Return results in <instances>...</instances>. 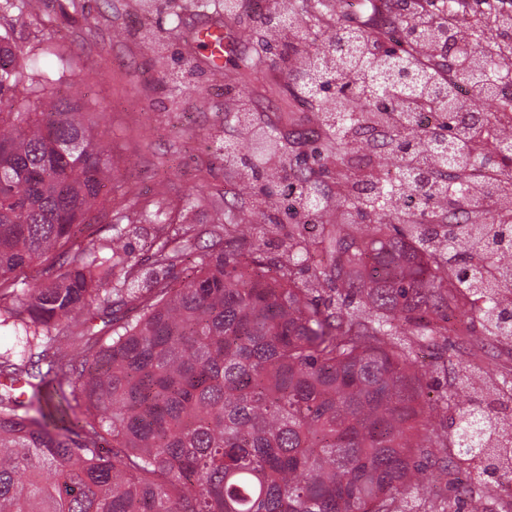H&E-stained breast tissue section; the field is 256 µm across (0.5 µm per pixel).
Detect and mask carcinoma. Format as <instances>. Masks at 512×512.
<instances>
[{
    "instance_id": "1",
    "label": "carcinoma",
    "mask_w": 512,
    "mask_h": 512,
    "mask_svg": "<svg viewBox=\"0 0 512 512\" xmlns=\"http://www.w3.org/2000/svg\"><path fill=\"white\" fill-rule=\"evenodd\" d=\"M259 2L253 18L285 35L335 21L336 0ZM412 2L397 0L391 29L344 27L340 52L299 64L304 97L336 84L316 115L318 155L343 159L353 126L369 124L399 164L367 190L337 186L336 224L312 168H298L283 197L319 227L315 249L297 227L274 262L247 224L212 225L204 246L178 227L148 271L115 224L111 241L76 246L112 218L110 151L0 34V327L17 336L0 353V512H411L422 457L448 446L479 462L477 481L512 479V430L493 402L464 410L451 435L425 428L417 364L448 340L451 313L512 339V224L464 220L475 171L511 165L512 141L486 139L487 113L451 87L512 105L494 80L512 25L450 29ZM464 30L471 62L446 84ZM422 107L440 109L434 126L419 124ZM235 119L251 146L238 176H274L267 161L285 145L250 113ZM366 210L377 223L351 221ZM164 216L133 203L120 219ZM49 256L44 278L10 280ZM135 301L128 321L121 306ZM457 366L459 390H476L480 370Z\"/></svg>"
}]
</instances>
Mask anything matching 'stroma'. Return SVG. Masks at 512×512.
<instances>
[{
  "label": "stroma",
  "mask_w": 512,
  "mask_h": 512,
  "mask_svg": "<svg viewBox=\"0 0 512 512\" xmlns=\"http://www.w3.org/2000/svg\"><path fill=\"white\" fill-rule=\"evenodd\" d=\"M137 9V0H41L23 24L0 11V32H8L23 62L45 73L58 96L88 108L96 132L110 144L113 213L161 200L168 223L194 225L201 236L213 224L288 229L302 223V215L286 214L278 198H265L259 183L235 176L231 159L216 146L247 154L248 139L231 118L241 110L283 142H296L313 128L320 101L330 100L333 89L317 101L303 98L297 73L268 62L254 74L214 77L194 33L220 24L221 7L163 18L154 13L145 23ZM394 169L389 150L361 143L333 165L322 189L331 195L337 180ZM465 348L476 354L487 386L500 393L498 414H512V343L483 346L477 323L451 320L444 359ZM418 362L428 383L424 421L431 430L450 429L467 404L455 392V373L425 353Z\"/></svg>",
  "instance_id": "35a3bbf8"
}]
</instances>
